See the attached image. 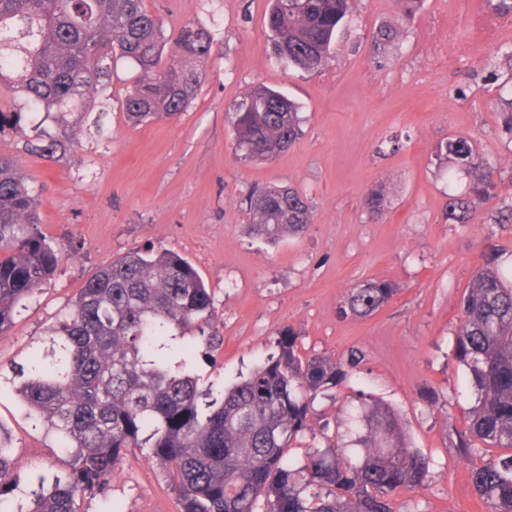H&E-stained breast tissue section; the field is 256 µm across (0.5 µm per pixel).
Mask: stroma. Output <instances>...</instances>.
I'll list each match as a JSON object with an SVG mask.
<instances>
[{"label": "stroma", "mask_w": 512, "mask_h": 512, "mask_svg": "<svg viewBox=\"0 0 512 512\" xmlns=\"http://www.w3.org/2000/svg\"><path fill=\"white\" fill-rule=\"evenodd\" d=\"M498 2L354 0L329 65L304 72L272 51L271 0H145L168 35L193 21L212 29L220 48L200 69L191 107L175 118L127 124L123 101L139 72L117 59L103 134L78 133L62 161L26 150L23 135H0V155L38 191L42 231L67 255L0 337V366L24 362L32 338L98 269L151 244L186 258L212 294L224 343L212 358L196 356L202 382H238L276 352L288 327L305 355L342 361L362 349L363 363L335 398L316 400L312 433L343 425L341 403L371 394L400 414L430 460L424 487L393 495L395 512H490L456 446L473 396L451 347L474 269L492 256L512 261V223H492L484 208L471 223H449L448 197L465 183H449L436 148L456 136L473 139L500 174V199L512 203V134L501 105L512 85L489 78L490 62H502L512 40L485 26L500 17ZM450 9L456 24L439 28ZM436 36L470 44L471 58L439 65ZM259 85L294 100L304 118L293 146L268 162L241 159L233 145L232 106ZM266 186L309 199L304 234L271 245L251 233L247 197ZM374 193L384 197L376 218L367 206ZM366 280L392 282L394 297L370 317L339 316L347 289ZM0 425L22 468L66 469L53 437L33 426L2 379ZM312 433L293 455H304ZM82 510L179 512V505L159 468L138 453L122 460L105 493L84 498Z\"/></svg>", "instance_id": "1"}]
</instances>
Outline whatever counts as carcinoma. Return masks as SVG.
<instances>
[{"instance_id": "1", "label": "carcinoma", "mask_w": 512, "mask_h": 512, "mask_svg": "<svg viewBox=\"0 0 512 512\" xmlns=\"http://www.w3.org/2000/svg\"><path fill=\"white\" fill-rule=\"evenodd\" d=\"M350 11V0H273L274 54L291 68L323 69ZM167 42L163 19L144 0H0V93L12 102L0 105V133L41 115L40 143L27 146L50 159L85 129L103 133L114 57L140 72L124 100L130 123L177 116L196 97L216 39L187 22L168 55ZM233 112L235 150L246 160L274 159L301 131L298 105L266 87L250 90ZM437 152L455 163L448 180H469L468 195L448 202V221L468 224L497 197V171L466 136ZM248 203L253 233L269 243L311 223L309 201L291 187L255 191ZM37 206L15 160L1 155V336L63 261L39 228ZM395 293L389 281H364L347 290L341 314L368 317ZM460 313L452 354L474 401L456 447L467 456L477 441L506 449L473 464L469 481L491 512H512V268L493 259L476 268ZM297 342L290 326L278 352L240 383L201 386L194 350L208 358L222 343L210 292L179 254L128 251L89 277L31 342L28 359L11 366L28 418L55 434L69 470L21 472L0 429V512H81L80 499L104 492L136 452L160 468L180 512H394L392 493L424 486L429 462L389 405L361 397L343 431L323 434L325 447L290 454L310 429L317 397L365 359L360 349L344 361L303 356Z\"/></svg>"}]
</instances>
